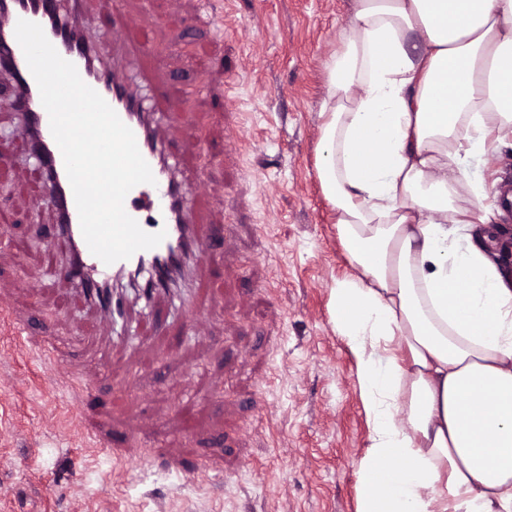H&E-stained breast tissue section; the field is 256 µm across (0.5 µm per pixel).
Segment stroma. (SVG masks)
I'll return each instance as SVG.
<instances>
[{"label": "stroma", "instance_id": "1", "mask_svg": "<svg viewBox=\"0 0 512 512\" xmlns=\"http://www.w3.org/2000/svg\"><path fill=\"white\" fill-rule=\"evenodd\" d=\"M124 2L154 41L129 75L166 78L144 103L181 177L206 178L189 204L216 246L187 302L130 304L111 337L42 242L54 216L0 75V299L26 323L0 329V512H357L368 426L317 176L350 0Z\"/></svg>", "mask_w": 512, "mask_h": 512}]
</instances>
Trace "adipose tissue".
Listing matches in <instances>:
<instances>
[{
    "instance_id": "1",
    "label": "adipose tissue",
    "mask_w": 512,
    "mask_h": 512,
    "mask_svg": "<svg viewBox=\"0 0 512 512\" xmlns=\"http://www.w3.org/2000/svg\"><path fill=\"white\" fill-rule=\"evenodd\" d=\"M327 70L318 177L351 267L334 328L369 426L358 512H512V279L482 177L512 136V0H352Z\"/></svg>"
}]
</instances>
